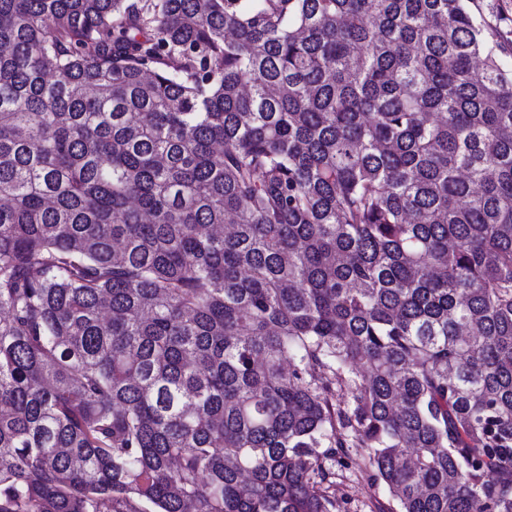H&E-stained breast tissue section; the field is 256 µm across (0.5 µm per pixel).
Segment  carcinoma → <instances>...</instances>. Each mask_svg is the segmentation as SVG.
Here are the masks:
<instances>
[{
    "label": "carcinoma",
    "instance_id": "obj_1",
    "mask_svg": "<svg viewBox=\"0 0 512 512\" xmlns=\"http://www.w3.org/2000/svg\"><path fill=\"white\" fill-rule=\"evenodd\" d=\"M493 11L0 0V512H512ZM343 478L336 479V495H346V512H378V502L387 503V493L382 488L372 487L359 470L362 462L359 456L352 454L346 460Z\"/></svg>",
    "mask_w": 512,
    "mask_h": 512
}]
</instances>
